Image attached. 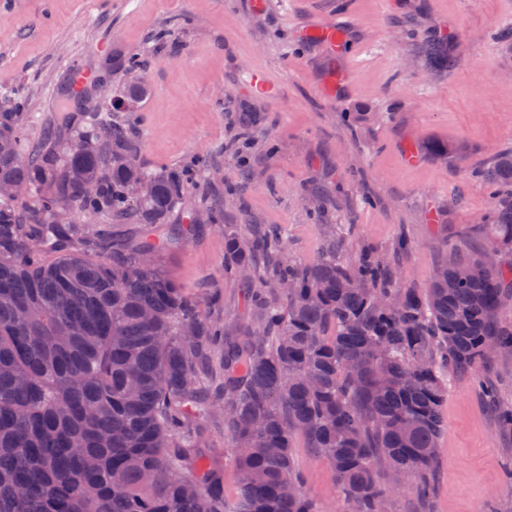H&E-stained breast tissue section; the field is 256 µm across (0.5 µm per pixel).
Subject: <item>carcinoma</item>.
Listing matches in <instances>:
<instances>
[{
    "label": "carcinoma",
    "instance_id": "obj_1",
    "mask_svg": "<svg viewBox=\"0 0 512 512\" xmlns=\"http://www.w3.org/2000/svg\"><path fill=\"white\" fill-rule=\"evenodd\" d=\"M423 52L437 73L457 61L436 34ZM140 70L138 55L113 56L112 76ZM148 96L147 84H121L124 100ZM114 108L66 92L63 122L37 138L23 102L0 112V183L28 189L0 198V512H321L293 454L298 436L330 465L343 512H387V472L408 477L432 512L448 381L512 357L502 307L512 265L499 260L512 254V151L479 171L495 266L484 273L486 254L453 249L419 291L372 251L289 262L275 228L186 208L206 161L143 165L132 116L104 118ZM74 109L83 123H71ZM135 183L148 195L132 196ZM200 211L224 225L225 273L254 278L262 257L274 281L251 291L252 321L233 331L160 265ZM184 219L181 234L153 233ZM104 224L138 230L121 243ZM481 388L512 433V405L493 382ZM216 413L240 475L233 497L204 448L202 423Z\"/></svg>",
    "mask_w": 512,
    "mask_h": 512
}]
</instances>
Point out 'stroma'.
I'll list each match as a JSON object with an SVG mask.
<instances>
[{
    "label": "stroma",
    "mask_w": 512,
    "mask_h": 512,
    "mask_svg": "<svg viewBox=\"0 0 512 512\" xmlns=\"http://www.w3.org/2000/svg\"><path fill=\"white\" fill-rule=\"evenodd\" d=\"M342 11L354 27L336 50L305 37ZM432 30L457 47L449 71L421 52ZM115 50L138 54L151 84L137 112L142 163L207 156L225 223L281 227L290 260L339 241L349 257L394 254L402 283L425 289L448 250L484 251L491 198L477 172L512 149V0H0V110L23 100L39 135L56 122L70 62L96 70ZM257 71L280 98L249 93ZM245 109L263 121L241 144ZM427 142L447 146L452 163L430 159ZM314 185L319 221L306 202ZM162 265L189 292L220 295L230 324L248 322L249 284L225 280L220 226L198 228ZM486 379L512 403V357L449 389L433 512L512 504V435L480 392ZM294 453L309 496L340 512L328 463L301 437Z\"/></svg>",
    "instance_id": "1"
}]
</instances>
